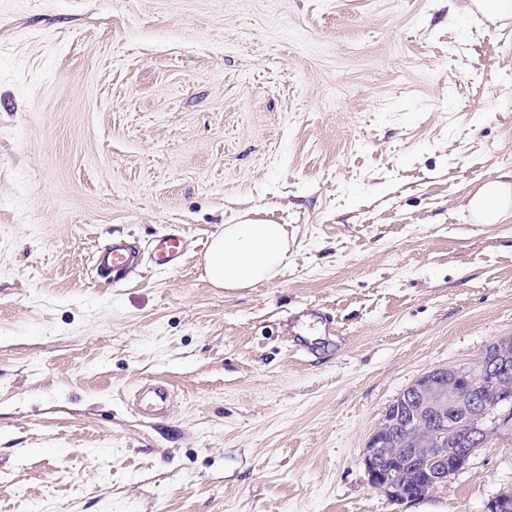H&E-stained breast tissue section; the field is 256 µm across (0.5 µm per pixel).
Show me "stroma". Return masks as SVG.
Wrapping results in <instances>:
<instances>
[{"instance_id":"obj_1","label":"stroma","mask_w":512,"mask_h":512,"mask_svg":"<svg viewBox=\"0 0 512 512\" xmlns=\"http://www.w3.org/2000/svg\"><path fill=\"white\" fill-rule=\"evenodd\" d=\"M511 173L512 19L470 0H0V512H485L510 431L417 500L362 451L512 336V220L464 209ZM247 219L287 266L212 287L205 242ZM173 230L177 269L99 277ZM308 305L336 336L302 357ZM141 262V255L124 243L112 240L97 256L98 267L113 276L134 270ZM335 332L333 318L320 308L308 309L292 321L288 329L292 348L301 354L311 352L313 336H333ZM169 392L162 385H149L138 391L137 408L144 418L159 416L167 407Z\"/></svg>"}]
</instances>
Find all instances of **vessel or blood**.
Here are the masks:
<instances>
[{"mask_svg":"<svg viewBox=\"0 0 512 512\" xmlns=\"http://www.w3.org/2000/svg\"><path fill=\"white\" fill-rule=\"evenodd\" d=\"M185 251V239L181 234L169 233L157 237L150 248V263L157 268H173L180 264ZM138 252L131 250L124 243L115 241L97 256L101 270L118 275L134 270L142 259ZM336 332L334 320L319 308H311L302 317L291 322L288 335L295 352L310 353L312 339L316 336H331ZM169 398L166 387L150 385L141 388L137 395V408L141 416L149 418L162 414Z\"/></svg>","mask_w":512,"mask_h":512,"instance_id":"1","label":"vessel or blood"}]
</instances>
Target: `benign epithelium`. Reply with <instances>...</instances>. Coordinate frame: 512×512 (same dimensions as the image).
Listing matches in <instances>:
<instances>
[{
    "label": "benign epithelium",
    "instance_id": "7a95c632",
    "mask_svg": "<svg viewBox=\"0 0 512 512\" xmlns=\"http://www.w3.org/2000/svg\"><path fill=\"white\" fill-rule=\"evenodd\" d=\"M512 375V336L504 337L488 347L482 356L473 365L467 367H448L443 370H432L419 377L413 389L421 397L438 406L437 428L438 433L445 434L457 426L460 416L471 421L469 439L476 446L482 447L488 443L492 429L509 427L512 420L506 414L499 413V407L512 404V383L507 377ZM501 380L498 384L496 401L487 404L472 396L463 404L448 403L449 391L465 386L473 388L487 380ZM403 397L389 406L378 427L370 436L363 453V466L367 481L372 486L383 490L395 500H405L402 482L399 473L384 468L385 462L392 455H399L406 459L403 467L415 470L420 467L419 461L432 458L438 466L427 473V485L430 487L448 481V478L468 464L475 449L468 448L465 452L453 459H448V451L444 448H398L393 440L385 437V432L403 429L409 433L414 430V422H405L400 417V402Z\"/></svg>",
    "mask_w": 512,
    "mask_h": 512
}]
</instances>
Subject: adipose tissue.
I'll return each instance as SVG.
<instances>
[{
  "instance_id": "obj_1",
  "label": "adipose tissue",
  "mask_w": 512,
  "mask_h": 512,
  "mask_svg": "<svg viewBox=\"0 0 512 512\" xmlns=\"http://www.w3.org/2000/svg\"><path fill=\"white\" fill-rule=\"evenodd\" d=\"M478 224H500L512 218V181L481 184L466 204ZM288 230L282 224L247 220L225 225L206 254V276L217 288L241 289L274 278L287 263Z\"/></svg>"
}]
</instances>
